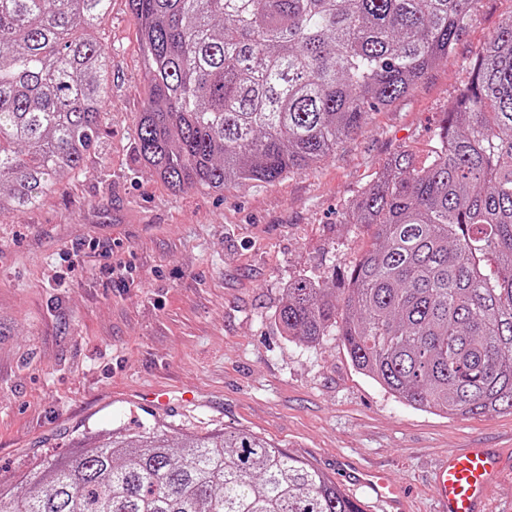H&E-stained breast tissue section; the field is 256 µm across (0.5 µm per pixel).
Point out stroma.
<instances>
[{"label":"stroma","instance_id":"stroma-1","mask_svg":"<svg viewBox=\"0 0 512 512\" xmlns=\"http://www.w3.org/2000/svg\"><path fill=\"white\" fill-rule=\"evenodd\" d=\"M511 18L512 0H475L448 60L316 168L175 194L133 153L149 80L127 0H112L90 32L112 55L97 146L38 207L0 216V481L19 485L32 463L118 428L234 427L321 470L365 512L390 509L344 470H384L408 512H433L430 471L448 449L511 454V411L414 409L359 373L337 337L291 342L271 319L289 281L334 284L367 248L371 229L344 221L349 202L389 155L430 154L469 62Z\"/></svg>","mask_w":512,"mask_h":512}]
</instances>
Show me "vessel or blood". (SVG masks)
<instances>
[{"mask_svg":"<svg viewBox=\"0 0 512 512\" xmlns=\"http://www.w3.org/2000/svg\"><path fill=\"white\" fill-rule=\"evenodd\" d=\"M505 464L496 448H452L434 469L435 512H485L492 485ZM348 478L366 486L382 502L399 505L400 490L373 468L348 471Z\"/></svg>","mask_w":512,"mask_h":512,"instance_id":"vessel-or-blood-1","label":"vessel or blood"}]
</instances>
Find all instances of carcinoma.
<instances>
[{
  "instance_id": "1",
  "label": "carcinoma",
  "mask_w": 512,
  "mask_h": 512,
  "mask_svg": "<svg viewBox=\"0 0 512 512\" xmlns=\"http://www.w3.org/2000/svg\"><path fill=\"white\" fill-rule=\"evenodd\" d=\"M150 81L137 160L173 192L272 183L334 154L448 58L474 0H128ZM111 0H0V214L79 169L112 55L78 31ZM373 242L342 288L302 274L282 335L336 336L407 405L512 410V19L472 61L423 161L391 156L350 203ZM0 482V512H364L336 481L243 429L90 437Z\"/></svg>"
}]
</instances>
